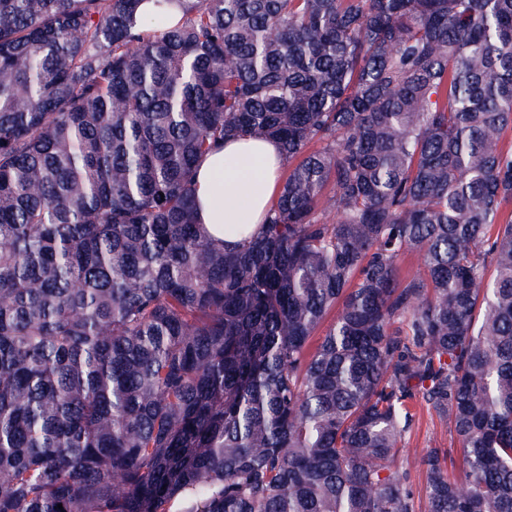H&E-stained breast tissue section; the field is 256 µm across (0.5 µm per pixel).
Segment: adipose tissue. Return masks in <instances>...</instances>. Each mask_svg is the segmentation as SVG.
<instances>
[{"label": "adipose tissue", "instance_id": "adipose-tissue-1", "mask_svg": "<svg viewBox=\"0 0 512 512\" xmlns=\"http://www.w3.org/2000/svg\"><path fill=\"white\" fill-rule=\"evenodd\" d=\"M284 165L273 140L245 137L225 141L198 164L193 185L198 223L212 238L236 243L233 225L255 228L263 223L279 193Z\"/></svg>", "mask_w": 512, "mask_h": 512}]
</instances>
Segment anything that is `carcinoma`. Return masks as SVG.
Wrapping results in <instances>:
<instances>
[{
  "label": "carcinoma",
  "mask_w": 512,
  "mask_h": 512,
  "mask_svg": "<svg viewBox=\"0 0 512 512\" xmlns=\"http://www.w3.org/2000/svg\"><path fill=\"white\" fill-rule=\"evenodd\" d=\"M140 2L0 0V512H512V0ZM285 165L278 144L265 138L229 139L224 147L206 154L194 179L196 217L212 238L234 244V224L254 231L280 190ZM418 417L413 431L405 438L404 451L399 457L400 465L409 471L416 494L421 491L424 476L420 470L419 457L430 448H441L447 452L450 477L459 479L462 457L457 439L449 432L448 424L440 420L426 406L417 408Z\"/></svg>",
  "instance_id": "carcinoma-1"
}]
</instances>
